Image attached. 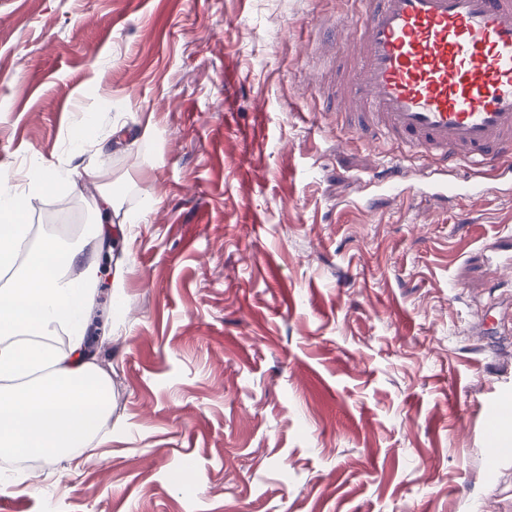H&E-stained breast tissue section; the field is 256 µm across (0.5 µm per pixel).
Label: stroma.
<instances>
[{"label":"stroma","mask_w":512,"mask_h":512,"mask_svg":"<svg viewBox=\"0 0 512 512\" xmlns=\"http://www.w3.org/2000/svg\"><path fill=\"white\" fill-rule=\"evenodd\" d=\"M349 2L0 0V177L99 166L128 260L98 285L111 441L67 479L0 458L40 484L0 512H512V179L436 198L429 159L341 129L319 78ZM88 112L107 140L78 151ZM97 197L24 220L79 201L42 227L75 240Z\"/></svg>","instance_id":"1"}]
</instances>
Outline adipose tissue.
I'll list each match as a JSON object with an SVG mask.
<instances>
[{
	"mask_svg": "<svg viewBox=\"0 0 512 512\" xmlns=\"http://www.w3.org/2000/svg\"><path fill=\"white\" fill-rule=\"evenodd\" d=\"M69 170L32 167L23 189L0 181V453L78 467L105 443L112 377L87 349L100 266L84 249L24 223L26 201L55 194ZM68 346L47 343L57 330Z\"/></svg>",
	"mask_w": 512,
	"mask_h": 512,
	"instance_id": "adipose-tissue-1",
	"label": "adipose tissue"
}]
</instances>
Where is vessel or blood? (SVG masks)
<instances>
[{"mask_svg": "<svg viewBox=\"0 0 512 512\" xmlns=\"http://www.w3.org/2000/svg\"><path fill=\"white\" fill-rule=\"evenodd\" d=\"M339 93L349 132L426 155L512 170V0H357Z\"/></svg>", "mask_w": 512, "mask_h": 512, "instance_id": "1", "label": "vessel or blood"}]
</instances>
